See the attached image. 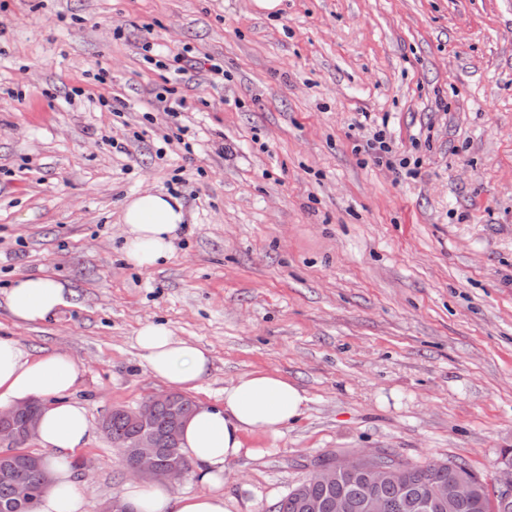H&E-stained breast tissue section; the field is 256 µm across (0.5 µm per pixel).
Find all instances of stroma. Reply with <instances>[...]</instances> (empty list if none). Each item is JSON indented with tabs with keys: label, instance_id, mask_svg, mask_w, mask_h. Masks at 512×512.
<instances>
[{
	"label": "stroma",
	"instance_id": "1",
	"mask_svg": "<svg viewBox=\"0 0 512 512\" xmlns=\"http://www.w3.org/2000/svg\"><path fill=\"white\" fill-rule=\"evenodd\" d=\"M187 47L223 79L163 70ZM378 132L407 168L365 152ZM147 189L188 220L137 270L121 215ZM39 275L68 303L19 323L4 292ZM147 322L209 350L195 402L257 369L307 398L226 465L232 512H272L328 452L493 481L512 449V0H282L270 18L253 0H0V338L80 368L86 512L129 480L102 416L164 389L134 341Z\"/></svg>",
	"mask_w": 512,
	"mask_h": 512
}]
</instances>
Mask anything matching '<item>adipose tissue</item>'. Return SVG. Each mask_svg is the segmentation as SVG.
Returning a JSON list of instances; mask_svg holds the SVG:
<instances>
[{
    "mask_svg": "<svg viewBox=\"0 0 512 512\" xmlns=\"http://www.w3.org/2000/svg\"><path fill=\"white\" fill-rule=\"evenodd\" d=\"M123 260L138 269L158 267L170 257L186 222L180 198L145 191L125 202ZM68 290L55 279L26 276L15 280L6 294L14 319L43 322L65 305ZM144 368L163 384L185 392L198 389L208 374V349L174 336L167 325L149 322L135 337ZM79 367L62 352L33 357L16 340L0 338V408L42 401L36 438L47 454L51 482L37 512H85L69 461L84 448L91 423L85 407L69 400ZM307 398L282 375L256 370L230 381L223 406L197 405L184 423L181 446L198 466L201 492L182 496L171 484L148 488L129 483L127 501L136 512H230L224 499V467L244 452V437L253 432L277 434L303 413Z\"/></svg>",
    "mask_w": 512,
    "mask_h": 512,
    "instance_id": "ef3b65f1",
    "label": "adipose tissue"
}]
</instances>
